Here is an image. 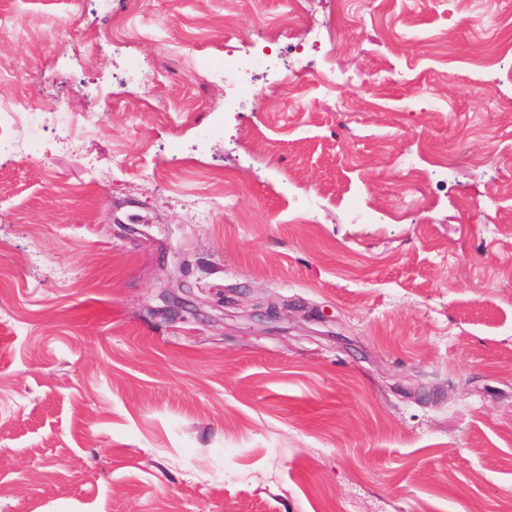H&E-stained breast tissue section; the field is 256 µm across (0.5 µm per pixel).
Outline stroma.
I'll return each instance as SVG.
<instances>
[{
  "label": "stroma",
  "mask_w": 512,
  "mask_h": 512,
  "mask_svg": "<svg viewBox=\"0 0 512 512\" xmlns=\"http://www.w3.org/2000/svg\"><path fill=\"white\" fill-rule=\"evenodd\" d=\"M286 10L0 0V512H512V0ZM232 49L233 59L225 60L221 65H214L204 62L202 67L208 69L209 79L212 83H226L230 78L237 76L241 71L240 67L236 64V59L240 56H247L252 53L251 46L243 43H237L236 45L230 46ZM41 122V114L34 112L26 102L15 99L6 103H0V153L4 151L25 152L31 147L29 143L19 140L13 134L15 125L38 127Z\"/></svg>",
  "instance_id": "35a3bbf8"
}]
</instances>
